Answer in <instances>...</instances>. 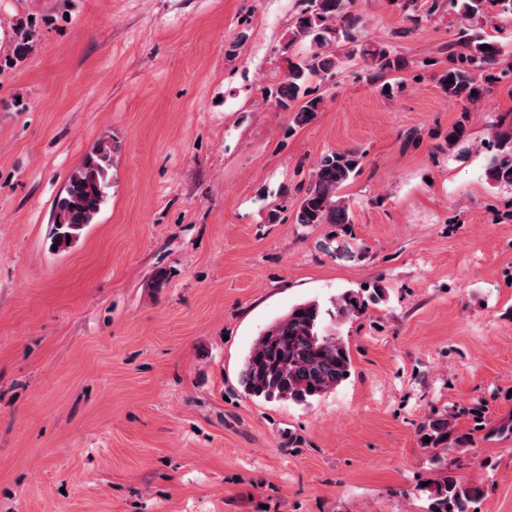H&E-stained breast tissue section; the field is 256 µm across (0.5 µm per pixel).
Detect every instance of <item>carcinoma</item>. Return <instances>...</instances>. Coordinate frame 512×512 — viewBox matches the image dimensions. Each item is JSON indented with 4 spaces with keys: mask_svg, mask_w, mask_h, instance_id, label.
I'll return each mask as SVG.
<instances>
[{
    "mask_svg": "<svg viewBox=\"0 0 512 512\" xmlns=\"http://www.w3.org/2000/svg\"><path fill=\"white\" fill-rule=\"evenodd\" d=\"M460 18L471 24L483 17L489 3L500 4L512 15V0H449ZM360 16L353 0H307L295 18L291 38L310 39L311 54L288 69L274 93L275 103L293 113V122L303 125L319 111L321 98L308 97V84L316 76L326 79L336 72L338 57L324 52V44L342 30L346 39L357 44L364 58L378 59L382 70H397L399 63L387 58L383 50H372L362 41ZM488 49L483 50L481 46ZM448 69L440 76L442 87L466 105L477 103L483 95L479 75L494 67L502 54L498 42L478 32L462 31ZM495 152L486 164L488 180L499 186H512V128L495 134ZM119 146L110 140L98 142L71 172L54 204L51 245L65 250L78 241L83 229L93 223L105 203L110 187L113 156ZM362 155L356 150L333 151L321 158L295 214L298 224H333L346 233L351 224L349 202L342 195L344 185L358 172ZM383 299L379 289L347 290L325 308L317 301H305L291 307L258 336L245 356L240 371L244 392L265 401L306 403L338 388L352 371L349 344L328 330L326 317H359ZM430 450H459L471 444V433L457 430L452 415H438L424 426ZM428 512H475L483 500L478 485L460 482L446 469L427 489Z\"/></svg>",
    "mask_w": 512,
    "mask_h": 512,
    "instance_id": "obj_1",
    "label": "carcinoma"
}]
</instances>
